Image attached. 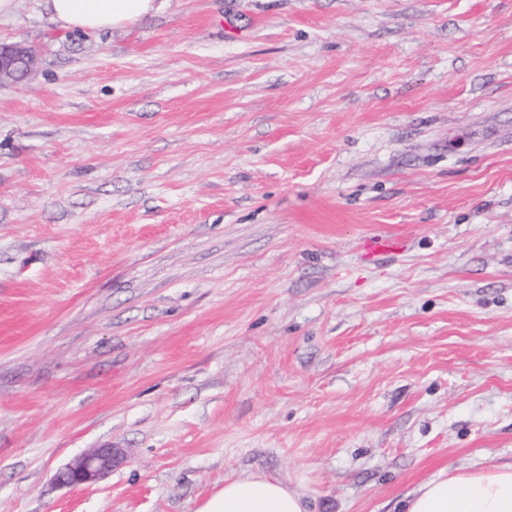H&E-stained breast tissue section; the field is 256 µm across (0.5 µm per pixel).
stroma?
<instances>
[{"label":"stroma","mask_w":512,"mask_h":512,"mask_svg":"<svg viewBox=\"0 0 512 512\" xmlns=\"http://www.w3.org/2000/svg\"><path fill=\"white\" fill-rule=\"evenodd\" d=\"M17 40L0 512H195L250 472L397 512L512 465V0H169L79 36L19 0ZM103 443L126 462L56 482Z\"/></svg>","instance_id":"stroma-1"}]
</instances>
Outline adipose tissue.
Segmentation results:
<instances>
[{
	"label": "adipose tissue",
	"mask_w": 512,
	"mask_h": 512,
	"mask_svg": "<svg viewBox=\"0 0 512 512\" xmlns=\"http://www.w3.org/2000/svg\"><path fill=\"white\" fill-rule=\"evenodd\" d=\"M166 0H44L60 28L87 33L140 21ZM196 512H309V494L299 484L259 473L225 478ZM403 512H512V465L479 472L444 470L421 482Z\"/></svg>",
	"instance_id": "adipose-tissue-1"
}]
</instances>
